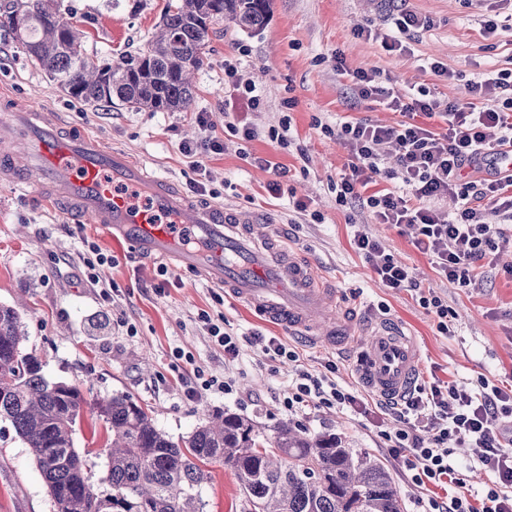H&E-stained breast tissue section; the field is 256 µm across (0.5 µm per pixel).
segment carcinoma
Returning a JSON list of instances; mask_svg holds the SVG:
<instances>
[{"label": "carcinoma", "instance_id": "cac0c4a2", "mask_svg": "<svg viewBox=\"0 0 512 512\" xmlns=\"http://www.w3.org/2000/svg\"><path fill=\"white\" fill-rule=\"evenodd\" d=\"M272 0H172L146 47L118 62L82 50L80 33L55 0H3L0 29L68 96L113 99L150 112H180L193 101L191 78L204 63L209 32L227 19L256 32ZM20 312L0 304V418L30 448L56 512H203L209 465L236 477L249 512H404L386 466L335 434H310L287 423L274 435L235 413H216L179 445L126 395L88 403L76 385L51 382L26 351ZM109 424L105 481H91L75 446L84 406Z\"/></svg>", "mask_w": 512, "mask_h": 512}]
</instances>
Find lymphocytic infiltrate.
Listing matches in <instances>:
<instances>
[{"mask_svg": "<svg viewBox=\"0 0 512 512\" xmlns=\"http://www.w3.org/2000/svg\"><path fill=\"white\" fill-rule=\"evenodd\" d=\"M392 24L391 31L368 28L364 34L376 38L386 52L404 53L421 31L432 26L429 18L411 12L398 14ZM351 81L358 98L385 104L406 119L389 127L366 120L341 123L349 172L334 186L337 204L366 207L380 223L412 229L415 248L432 259L438 274L449 283L469 286L501 234L489 215L512 220V174L466 181L462 172L489 154L512 148V74L467 81L465 98L446 102L425 87L400 92L373 70L353 72ZM488 97L500 99L501 107L478 108V101ZM435 117L445 123V131L429 127V119ZM390 148L396 153L392 167L386 164ZM379 178L387 181V188L370 192ZM449 195L458 202L451 215L435 205ZM353 245L382 287L415 291L419 305L437 317L438 331L448 333L449 309L442 297L418 289L408 267L364 227L355 228ZM199 320L227 360H236L245 344L272 359L298 358L279 337L259 331L234 333L205 312ZM336 371L332 361L322 374L297 369L284 390L288 412L313 406L372 413L374 399L339 386L332 378ZM388 411L394 425L385 438L410 482L421 489H447L446 496L429 497L428 512H512L511 383L496 385L483 377L467 384L423 382L392 402ZM466 443L480 450L468 466L482 480L483 491L477 496L459 476L457 450Z\"/></svg>", "mask_w": 512, "mask_h": 512, "instance_id": "lymphocytic-infiltrate-1", "label": "lymphocytic infiltrate"}]
</instances>
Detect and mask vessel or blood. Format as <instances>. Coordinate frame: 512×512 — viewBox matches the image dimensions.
Masks as SVG:
<instances>
[{
    "mask_svg": "<svg viewBox=\"0 0 512 512\" xmlns=\"http://www.w3.org/2000/svg\"><path fill=\"white\" fill-rule=\"evenodd\" d=\"M0 181L35 187L67 214L117 230L147 260L172 258L270 322L305 340L333 342L351 330L336 318L337 292L321 287L314 265L284 244L273 225L186 195L173 181L151 176L127 152L82 131L57 130L30 101L13 100L0 113ZM147 191L150 220L133 210L117 184ZM359 378L377 396L398 398L414 386L420 352L394 322L360 320Z\"/></svg>",
    "mask_w": 512,
    "mask_h": 512,
    "instance_id": "1",
    "label": "vessel or blood"
}]
</instances>
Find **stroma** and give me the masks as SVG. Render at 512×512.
<instances>
[{
    "label": "stroma",
    "mask_w": 512,
    "mask_h": 512,
    "mask_svg": "<svg viewBox=\"0 0 512 512\" xmlns=\"http://www.w3.org/2000/svg\"><path fill=\"white\" fill-rule=\"evenodd\" d=\"M169 0H59L83 33L87 55L116 59L143 48ZM493 0H272L264 29L240 30L230 21L216 24L207 60L193 80L194 98L185 112H151L131 105L89 104L63 94L57 85L0 30V88L60 116L68 126L88 132L105 146L143 161L149 172L176 182L190 196L263 215L282 227L286 239L308 257L338 291L340 315L372 314L399 323L420 349L421 378L493 382L512 378V230L497 241L470 286L442 279L410 235L376 223L368 209L336 203L333 182L345 173L348 153L335 130L341 122L366 119L382 126L401 122V113L371 100L357 99L349 74L375 70L394 87L424 85L443 100L463 98L464 82L512 71V29L485 37L483 25ZM413 12L433 20L418 34L410 52L390 54L379 42L357 36L359 27L388 30L392 18ZM344 71H337V59ZM232 61L262 94L252 113L254 139L233 132L224 116V63ZM447 65L455 77L434 74L431 62ZM208 115L202 130L197 113ZM289 119L288 147L271 134ZM218 137L223 150L205 156L208 174L198 177L180 146L205 135ZM254 157L281 163L287 174L251 165ZM281 183L272 193V180ZM302 200L308 214L294 206ZM321 221H313L312 212ZM365 225L395 257L409 266L422 288L447 300L448 334L417 302L414 292L380 287L352 244L354 225ZM116 257V265L88 271L84 241ZM95 281H88V274ZM0 304L16 307L24 322L26 349L44 361L52 381L80 387L87 398L123 394L147 409L158 429L173 441L188 438L217 411L253 419L266 434L283 423L317 434H338L391 471L405 512H424L428 491L406 479L387 452L377 417L335 408L288 412L283 390L297 367L323 373L336 362V382L361 389L347 350L322 342L309 344L289 335L286 326L268 323L239 305L223 289L187 270H163L161 262L140 258L122 238L103 226L69 216L51 198L27 186L0 183ZM223 315L230 331L261 330L283 338L299 362L276 360L243 346L238 359L203 329L198 314ZM229 382L231 391L213 388L189 396L195 376ZM109 431L96 413H81L75 445L91 452L92 480L107 473ZM202 492L204 512H246L239 484L223 466L211 468ZM0 512H54L47 487L29 449L11 423L0 419Z\"/></svg>",
    "instance_id": "35a3bbf8"
}]
</instances>
